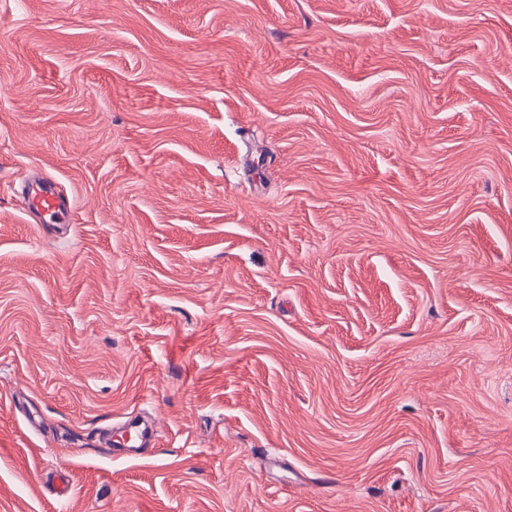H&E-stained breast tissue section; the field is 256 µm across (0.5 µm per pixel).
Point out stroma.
<instances>
[{"label": "stroma", "mask_w": 512, "mask_h": 512, "mask_svg": "<svg viewBox=\"0 0 512 512\" xmlns=\"http://www.w3.org/2000/svg\"><path fill=\"white\" fill-rule=\"evenodd\" d=\"M0 512H512V0H0ZM28 208L33 214L48 224H65L70 222V213L66 201L56 190L55 182L46 176H30L21 188Z\"/></svg>", "instance_id": "35a3bbf8"}]
</instances>
